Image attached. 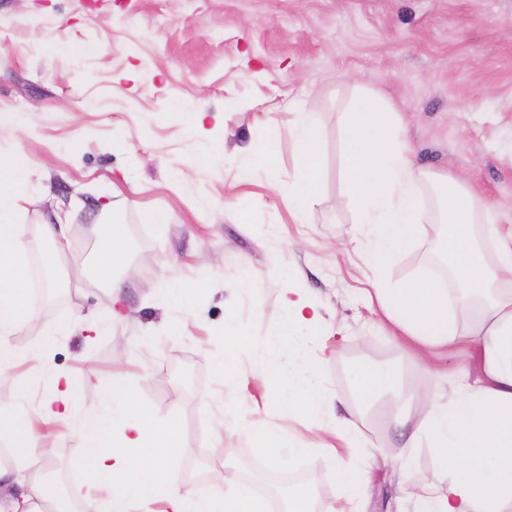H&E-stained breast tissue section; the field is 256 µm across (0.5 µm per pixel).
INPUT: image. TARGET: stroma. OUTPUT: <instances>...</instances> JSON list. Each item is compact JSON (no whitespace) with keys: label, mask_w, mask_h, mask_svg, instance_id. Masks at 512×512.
I'll list each match as a JSON object with an SVG mask.
<instances>
[{"label":"stroma","mask_w":512,"mask_h":512,"mask_svg":"<svg viewBox=\"0 0 512 512\" xmlns=\"http://www.w3.org/2000/svg\"><path fill=\"white\" fill-rule=\"evenodd\" d=\"M357 92L410 118L420 167L465 180L496 203L494 223L512 228V0H0V163L30 164L20 213L30 268L52 270L57 285L12 338L22 354L50 342L52 356L0 370V410H36L50 373L78 386L90 374L104 386L123 378L138 410L176 424L172 484L204 490L225 466L250 470L260 452L234 425L256 416L309 449L272 470L279 486L307 482L336 501L337 462L323 450L331 435L306 413L265 405L255 380L224 386L213 365L225 324L238 317L246 336L278 343L283 298L294 292L319 306L324 326L343 329L325 342L295 333L283 371L295 387L317 366L337 395L343 432L371 470L366 512H413L397 489L399 452L415 474L447 485L434 449L424 441L403 449L408 431L387 398L353 383L357 368L380 367L400 397L449 395L469 362L464 345L410 358L378 325L361 274L359 214L343 188L344 107ZM292 102L318 131V191L302 216L288 210L298 165ZM194 111L205 119L191 134L183 115ZM266 141L274 185L251 153ZM146 208L165 211L167 223H143ZM58 211L67 215V258L54 267L39 227ZM111 221L128 259L116 273L128 317L109 323L112 295L94 266ZM445 232L421 225L383 285L424 279L454 289L441 268ZM284 263L294 271L287 279L278 274ZM244 269L256 284L248 293L238 288ZM169 281L191 291L189 310L163 302ZM79 316L101 319L98 332L74 329ZM86 417L80 404L73 422L46 428V471L51 489L94 498L81 469Z\"/></svg>","instance_id":"1"}]
</instances>
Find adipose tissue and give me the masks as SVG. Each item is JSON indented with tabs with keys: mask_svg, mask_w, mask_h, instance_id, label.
Returning a JSON list of instances; mask_svg holds the SVG:
<instances>
[{
	"mask_svg": "<svg viewBox=\"0 0 512 512\" xmlns=\"http://www.w3.org/2000/svg\"><path fill=\"white\" fill-rule=\"evenodd\" d=\"M345 114L344 194L360 212L367 267L379 274L396 261L419 225L443 224L459 291L452 301L444 289L419 280L393 289L376 287L374 300L409 341L408 356L422 348L470 346L471 366L461 371L452 397L443 401L418 393L424 418L409 435L413 441L427 439L437 449L448 486L442 489L429 481L420 488L407 478L403 490L413 500L414 512H512V231L504 234L488 223L494 255L486 257L475 244L474 226L487 218L492 203L450 177L444 187L447 206L436 213L428 210L419 191L424 175L402 118L391 108L379 107L368 93L353 97ZM292 137L300 172L288 186V208L301 215L317 190L319 157L311 113H298ZM29 178L25 161L0 166V368L18 363L12 338L36 316L27 285L28 242L23 225L15 221ZM242 331L238 322L225 326L224 353L214 361L216 372L231 386L250 376L259 378L271 400H281L286 382L280 358L289 353V344L264 354L260 342ZM48 381L51 393L37 416L22 410L0 412V445L8 447L15 462L11 468L0 466V485L5 488L0 512H61L37 464L50 456L42 443L44 428L69 422L79 402L91 411L110 405L130 415L121 429H110L102 421L91 428L83 466L101 496L82 499V512H130L136 501L157 503L159 512H269L273 506L279 512H354L352 503L370 479L347 444L332 451L346 497L324 509L309 484L294 485L273 503L255 493L252 480L229 469L222 483L207 492L177 487L168 479L171 450L177 445L174 423L157 428L134 417L133 396L121 382L102 390L89 382L75 387L63 374L50 375ZM285 403L287 409L310 412L315 428L339 435L342 419L334 397L314 382H306ZM236 428L261 449L271 450L273 464L306 452L296 441L270 434L260 419L240 420Z\"/></svg>",
	"mask_w": 512,
	"mask_h": 512,
	"instance_id": "adipose-tissue-1",
	"label": "adipose tissue"
}]
</instances>
